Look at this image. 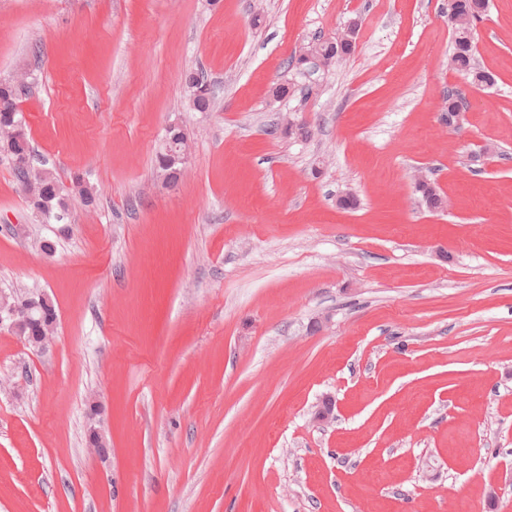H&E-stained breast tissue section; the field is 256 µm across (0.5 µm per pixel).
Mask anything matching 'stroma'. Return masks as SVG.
<instances>
[{"instance_id":"35a3bbf8","label":"stroma","mask_w":512,"mask_h":512,"mask_svg":"<svg viewBox=\"0 0 512 512\" xmlns=\"http://www.w3.org/2000/svg\"><path fill=\"white\" fill-rule=\"evenodd\" d=\"M447 12L0 0L38 163L97 190L42 223L0 155V294L57 312L43 352L0 328V512H512V0L475 26L489 88L450 67ZM353 20L352 55L312 82L288 68ZM197 69L209 112L186 105ZM286 117L312 137L273 133ZM173 122L190 157L168 189ZM182 167L181 157L179 153L167 149L163 144L160 146L156 153V170L159 176H167L169 178H176L177 172ZM181 174H178L177 182Z\"/></svg>"}]
</instances>
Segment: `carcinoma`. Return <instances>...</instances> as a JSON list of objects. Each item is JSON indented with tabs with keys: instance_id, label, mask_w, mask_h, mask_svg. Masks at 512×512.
Instances as JSON below:
<instances>
[{
	"instance_id": "cac0c4a2",
	"label": "carcinoma",
	"mask_w": 512,
	"mask_h": 512,
	"mask_svg": "<svg viewBox=\"0 0 512 512\" xmlns=\"http://www.w3.org/2000/svg\"><path fill=\"white\" fill-rule=\"evenodd\" d=\"M486 0H448V24L453 32V49L449 62L452 68L464 71L472 75L473 82L477 85H490L493 83V77L474 65L473 43H474V24L486 11ZM312 46L318 49V52L327 55L334 54L336 50H341L342 55L346 56L352 53V49L347 45L336 47V41L330 39L317 38ZM184 88L190 108L196 112H209L213 107V96L209 84L202 76L194 71H188L184 74ZM10 93L7 87L0 88V154L14 159L19 156L32 157L30 148L29 132L25 131L18 135L14 133L15 127L20 125L27 127L23 113L16 104L23 92H17L16 99L12 103H4V96ZM182 167L179 153L160 146L156 153V170L159 175L169 178L176 177L177 172ZM16 181H32L35 192L40 195L42 201V213L49 214V222L56 221V217H61L60 223H67V216L70 214V195L62 187L57 178L49 170H38L29 167L26 170H13ZM423 204L430 210H435L440 206L442 199L437 188L426 183L419 190Z\"/></svg>"
}]
</instances>
